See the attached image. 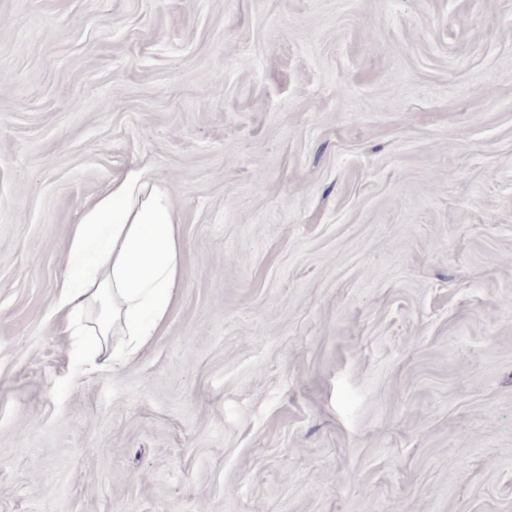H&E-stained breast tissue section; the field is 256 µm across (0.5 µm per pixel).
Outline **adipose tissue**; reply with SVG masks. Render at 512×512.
<instances>
[{
	"label": "adipose tissue",
	"instance_id": "ef3b65f1",
	"mask_svg": "<svg viewBox=\"0 0 512 512\" xmlns=\"http://www.w3.org/2000/svg\"><path fill=\"white\" fill-rule=\"evenodd\" d=\"M180 252L171 193L142 171L113 179L85 210L68 244L69 261L84 270L80 280L62 281L59 308L70 335L94 337L87 361L103 358L113 331L125 336L130 354L156 335L184 279Z\"/></svg>",
	"mask_w": 512,
	"mask_h": 512
}]
</instances>
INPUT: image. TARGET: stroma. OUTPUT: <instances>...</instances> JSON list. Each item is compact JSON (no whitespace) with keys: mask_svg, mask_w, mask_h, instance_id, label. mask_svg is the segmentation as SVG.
<instances>
[{"mask_svg":"<svg viewBox=\"0 0 512 512\" xmlns=\"http://www.w3.org/2000/svg\"><path fill=\"white\" fill-rule=\"evenodd\" d=\"M133 168L186 276L94 367ZM0 512H512V0H0ZM178 220L169 189L148 183L143 171L113 179L74 224L68 261L82 263L92 253L80 281L67 277L59 309L66 313L70 336H97L84 349L92 364L111 357L107 339L114 329L127 336L125 349L136 353L157 330L184 271Z\"/></svg>","mask_w":512,"mask_h":512,"instance_id":"obj_1","label":"stroma"}]
</instances>
